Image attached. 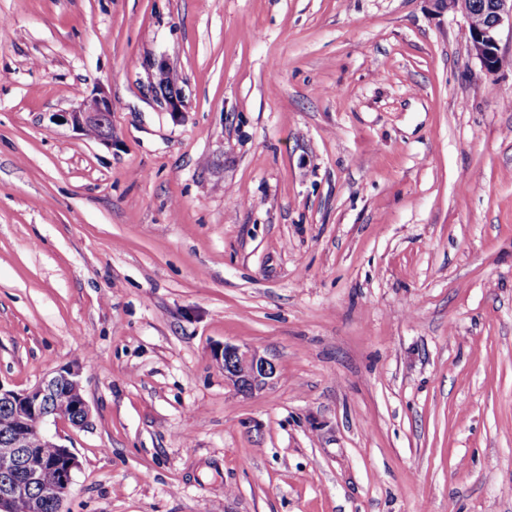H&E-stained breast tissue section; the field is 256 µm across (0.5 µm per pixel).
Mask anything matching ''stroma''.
<instances>
[{
	"mask_svg": "<svg viewBox=\"0 0 512 512\" xmlns=\"http://www.w3.org/2000/svg\"><path fill=\"white\" fill-rule=\"evenodd\" d=\"M1 18L0 383L81 366L63 512H512V29L490 72L435 0ZM99 88L108 141L60 120ZM157 70V83L154 85V92L166 105L168 112L178 114L183 111L184 97L182 89L176 87L172 89V86H176L180 81L179 76L176 73H172L167 80V76L170 72V66L165 58L160 59L155 64ZM172 89H167L166 82ZM215 359L224 367V376L238 390L260 389L275 375L273 364L256 351H244L235 345L224 344Z\"/></svg>",
	"mask_w": 512,
	"mask_h": 512,
	"instance_id": "stroma-1",
	"label": "stroma"
}]
</instances>
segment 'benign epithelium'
Listing matches in <instances>:
<instances>
[{
	"label": "benign epithelium",
	"instance_id": "obj_1",
	"mask_svg": "<svg viewBox=\"0 0 512 512\" xmlns=\"http://www.w3.org/2000/svg\"><path fill=\"white\" fill-rule=\"evenodd\" d=\"M441 7L463 15L466 26L472 29L469 40L472 53L483 66L491 67L492 61L500 57L499 33L504 22L512 24V0H487L482 5L484 21L474 26L471 0H438ZM157 83L154 92L166 105L169 112L183 111L182 89L166 87L170 66L166 59L155 64ZM112 99L102 90L86 99L78 107L63 115L73 129L87 133L91 125L103 130L101 138H112L110 116ZM215 359L224 367V376L237 389L253 391L260 389L275 375L273 364L255 351H244L235 345H224ZM67 387L74 396L70 409L55 407L53 399L58 389ZM14 410L15 423L10 434L11 451L0 454V512H15L18 503L24 501L31 512H41L42 499L52 501L55 512H62V503L70 492L72 473L78 466L77 458L67 447L49 435L47 425L67 422L74 427L83 426L89 417V406L82 394L80 369L69 365L46 376L29 389L13 390L0 383V402ZM40 447H31L32 441ZM55 449L51 459L41 453V447ZM42 489V497L33 495L36 488Z\"/></svg>",
	"mask_w": 512,
	"mask_h": 512
}]
</instances>
